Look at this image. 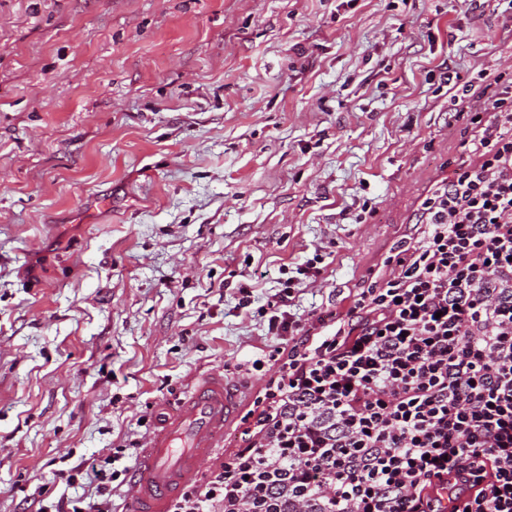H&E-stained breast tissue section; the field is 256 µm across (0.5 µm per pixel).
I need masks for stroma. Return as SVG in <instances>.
I'll use <instances>...</instances> for the list:
<instances>
[{"instance_id":"35a3bbf8","label":"stroma","mask_w":512,"mask_h":512,"mask_svg":"<svg viewBox=\"0 0 512 512\" xmlns=\"http://www.w3.org/2000/svg\"><path fill=\"white\" fill-rule=\"evenodd\" d=\"M494 0H0V512L96 501L211 370L336 305L512 81ZM451 83H444V76ZM252 303L239 309L238 289ZM120 459L121 458L118 456H113L112 459L107 458L104 461L100 460L98 463L95 462V460H93L91 463H87V461L81 460L71 469V471L74 472L76 476L82 474L84 471L88 478H91L93 481L97 482V493L99 496L105 498H103L101 503H97L98 509L96 512H111V510H109L111 504L108 498L114 488L112 483L126 473V468L119 470L118 468L114 467V464ZM107 465H112V470L111 468H107Z\"/></svg>"}]
</instances>
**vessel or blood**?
<instances>
[{
    "instance_id": "obj_1",
    "label": "vessel or blood",
    "mask_w": 512,
    "mask_h": 512,
    "mask_svg": "<svg viewBox=\"0 0 512 512\" xmlns=\"http://www.w3.org/2000/svg\"><path fill=\"white\" fill-rule=\"evenodd\" d=\"M245 387L212 371L190 383L180 411L165 415L132 472L128 512H168L201 465L224 445Z\"/></svg>"
}]
</instances>
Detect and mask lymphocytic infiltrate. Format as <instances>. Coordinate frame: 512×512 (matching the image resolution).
I'll list each match as a JSON object with an SVG mask.
<instances>
[{"label":"lymphocytic infiltrate","mask_w":512,"mask_h":512,"mask_svg":"<svg viewBox=\"0 0 512 512\" xmlns=\"http://www.w3.org/2000/svg\"><path fill=\"white\" fill-rule=\"evenodd\" d=\"M466 159L342 309L294 312L296 267L262 308L277 364L240 443L169 512H512V90L474 112Z\"/></svg>","instance_id":"f902f5d3"}]
</instances>
